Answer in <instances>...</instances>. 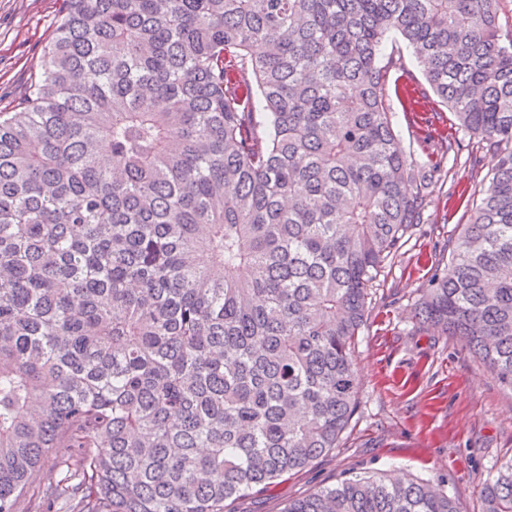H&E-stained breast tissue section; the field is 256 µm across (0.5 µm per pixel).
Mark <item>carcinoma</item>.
Returning a JSON list of instances; mask_svg holds the SVG:
<instances>
[{"instance_id": "cac0c4a2", "label": "carcinoma", "mask_w": 512, "mask_h": 512, "mask_svg": "<svg viewBox=\"0 0 512 512\" xmlns=\"http://www.w3.org/2000/svg\"><path fill=\"white\" fill-rule=\"evenodd\" d=\"M501 0H62L0 112V512H224L336 448L370 290L441 163L400 149V36L497 164L414 318L512 385ZM57 448L65 473L30 477ZM512 512V459L483 482ZM284 512H456L366 471Z\"/></svg>"}]
</instances>
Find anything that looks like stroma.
I'll use <instances>...</instances> for the list:
<instances>
[{
  "label": "stroma",
  "instance_id": "1",
  "mask_svg": "<svg viewBox=\"0 0 512 512\" xmlns=\"http://www.w3.org/2000/svg\"><path fill=\"white\" fill-rule=\"evenodd\" d=\"M59 8V0H0L1 111L11 110L40 71ZM384 51L400 63L386 89L403 152L437 155L452 113L431 96L423 63L399 36L389 37ZM496 163L491 151L461 137L426 200L423 224L375 282L354 349L356 410L337 448L271 491L229 501V512H283L288 501L349 473L392 467L442 488L457 512H484L483 480L512 459V386L455 337L413 319L412 308L448 265Z\"/></svg>",
  "mask_w": 512,
  "mask_h": 512
}]
</instances>
